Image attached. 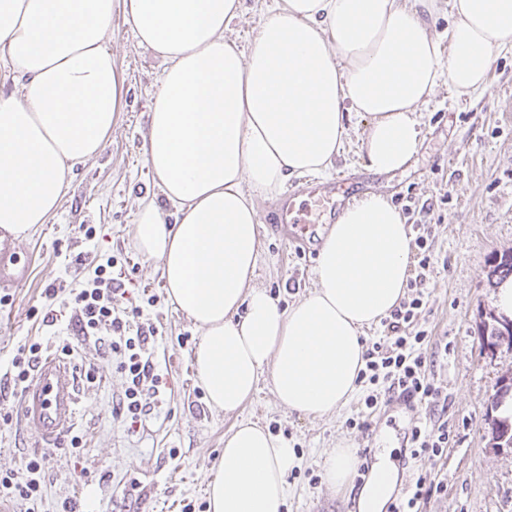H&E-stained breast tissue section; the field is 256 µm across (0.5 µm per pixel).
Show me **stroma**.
Segmentation results:
<instances>
[{
    "instance_id": "stroma-1",
    "label": "stroma",
    "mask_w": 512,
    "mask_h": 512,
    "mask_svg": "<svg viewBox=\"0 0 512 512\" xmlns=\"http://www.w3.org/2000/svg\"><path fill=\"white\" fill-rule=\"evenodd\" d=\"M107 45L123 89L120 110L101 153L78 167L57 214L30 237L18 240L29 265L27 283L0 308V363L18 345L38 337L51 351L70 342L67 361L75 373L96 369L94 384L80 383L73 433L82 435L79 454L49 445L45 492L37 512H62L65 500L79 502L82 512H181L190 503L207 512V486L224 450V433L237 418L258 422L297 451L298 463L286 477L284 512H358L357 482L337 491L323 479L325 460L336 444L366 451L372 462L388 458L398 471L395 495L418 476L440 483L419 512H512V449L496 448L485 418L500 376L512 373V347L483 351L478 327L494 310L496 287L487 277L497 255L512 252V50L491 66L490 89L470 100H455L440 88L422 112V134L413 164L377 175L369 171L360 149L368 118L352 114L350 139L334 168L319 176L322 184L346 179L356 194L389 197L410 229L428 227L432 260L421 288L407 297L425 305L417 326L429 330L428 373L448 397L445 411L382 399L365 409L353 399L334 414L312 418L280 405L269 383H261L240 416L214 411L192 367L199 342L195 326L170 304L155 263L143 256L133 239L141 197L156 194L143 152L150 99L164 65L150 49L137 44L123 14H115ZM279 200H259L261 255L255 282L288 308L315 286L314 267L327 225L317 227L308 252L289 245L271 217ZM94 239H86V227ZM113 255L115 277L125 291L114 304L146 305L166 341L155 351L157 367L167 379L157 415L129 429L113 420L112 403L125 389L124 379L94 341L68 335L71 310L55 303L58 321L47 327L39 314L52 285L80 287L85 275ZM154 305H147V298ZM21 396L0 372V409L12 421L0 423V471H20L24 457L40 443L21 422ZM364 419L368 431L349 427ZM447 424L450 442L442 456L412 458L414 423Z\"/></svg>"
}]
</instances>
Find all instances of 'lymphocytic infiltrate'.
Instances as JSON below:
<instances>
[{
  "mask_svg": "<svg viewBox=\"0 0 512 512\" xmlns=\"http://www.w3.org/2000/svg\"><path fill=\"white\" fill-rule=\"evenodd\" d=\"M115 263L114 256H107L81 287L72 289L71 326L77 335L101 340L107 348L113 366L125 380L124 393L112 406V417L134 426L153 413L166 387L154 362L155 349L164 336L154 323L145 320L142 306H114L113 299L122 287L112 275ZM422 307L419 296L400 302L382 323V340L367 349L365 367L357 376L365 408H375L382 397L394 394L430 407L445 405L446 396L427 374L430 336L427 331L412 329ZM47 460V452L36 451L24 461V476L0 472V495L25 506L26 512H35L43 493Z\"/></svg>",
  "mask_w": 512,
  "mask_h": 512,
  "instance_id": "lymphocytic-infiltrate-1",
  "label": "lymphocytic infiltrate"
}]
</instances>
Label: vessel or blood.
Masks as SVG:
<instances>
[{"label":"vessel or blood","instance_id":"b4317fda","mask_svg":"<svg viewBox=\"0 0 512 512\" xmlns=\"http://www.w3.org/2000/svg\"><path fill=\"white\" fill-rule=\"evenodd\" d=\"M311 210L297 208L294 201H285L278 216L280 227H291L290 241L300 245L311 228ZM28 276V267L22 262L15 243L0 238V291H11ZM78 401L74 374L61 359L47 356L34 369L33 380L21 397V417L41 441H56L69 429Z\"/></svg>","mask_w":512,"mask_h":512}]
</instances>
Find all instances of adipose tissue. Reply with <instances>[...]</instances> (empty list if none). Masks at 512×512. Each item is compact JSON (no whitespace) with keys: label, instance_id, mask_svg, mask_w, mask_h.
<instances>
[{"label":"adipose tissue","instance_id":"adipose-tissue-1","mask_svg":"<svg viewBox=\"0 0 512 512\" xmlns=\"http://www.w3.org/2000/svg\"><path fill=\"white\" fill-rule=\"evenodd\" d=\"M438 7L272 0L245 48L226 34L241 0H0V61L23 90L0 94V230L23 237L48 223L74 167L103 149L122 90L106 39L123 11L166 63L144 143L160 196L141 200L135 242L201 333L193 363L209 405L238 413L267 380L288 410L339 411L365 366L363 328L405 296L412 237L386 196L365 195L325 235L316 288L283 310L251 284L257 202L330 169L350 113L368 116L366 166L387 175L416 156L419 111L440 85L459 99L488 90L491 62L512 48V0H451L444 45L431 31ZM296 463L287 441L236 422L208 512H283ZM396 482L379 464L359 512H381Z\"/></svg>","mask_w":512,"mask_h":512}]
</instances>
